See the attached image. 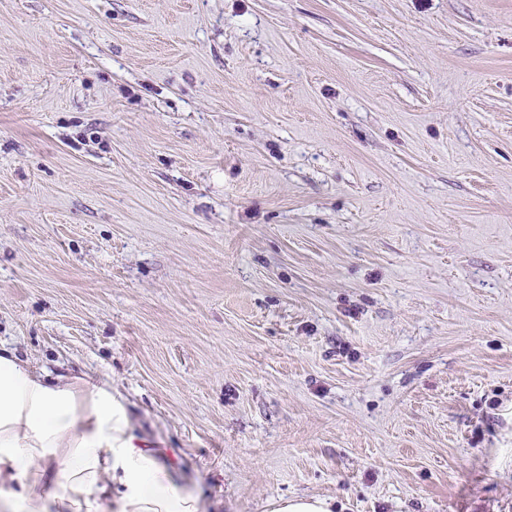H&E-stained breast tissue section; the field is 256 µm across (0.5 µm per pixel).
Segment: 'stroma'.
Segmentation results:
<instances>
[{
	"label": "stroma",
	"mask_w": 512,
	"mask_h": 512,
	"mask_svg": "<svg viewBox=\"0 0 512 512\" xmlns=\"http://www.w3.org/2000/svg\"><path fill=\"white\" fill-rule=\"evenodd\" d=\"M0 346L203 512H512V0H0ZM266 512H335L336 500L318 496H294L268 502Z\"/></svg>",
	"instance_id": "stroma-1"
}]
</instances>
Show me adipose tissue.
<instances>
[{
  "label": "adipose tissue",
  "instance_id": "obj_1",
  "mask_svg": "<svg viewBox=\"0 0 512 512\" xmlns=\"http://www.w3.org/2000/svg\"><path fill=\"white\" fill-rule=\"evenodd\" d=\"M0 512H203L133 433L116 387L51 377L0 350Z\"/></svg>",
  "mask_w": 512,
  "mask_h": 512
}]
</instances>
